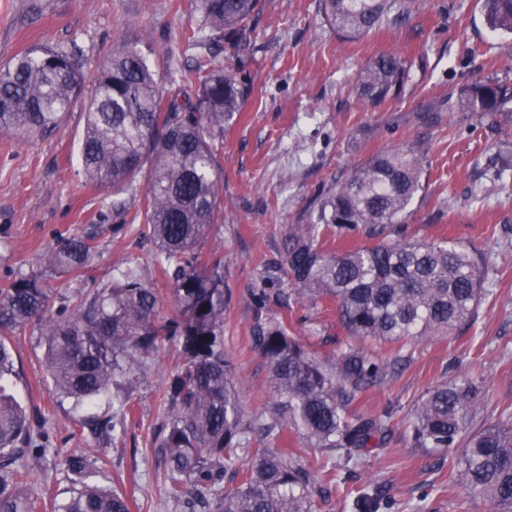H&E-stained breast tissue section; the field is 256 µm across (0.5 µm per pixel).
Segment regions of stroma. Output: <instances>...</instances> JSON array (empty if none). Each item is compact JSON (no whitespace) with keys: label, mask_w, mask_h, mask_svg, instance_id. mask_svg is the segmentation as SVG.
Returning <instances> with one entry per match:
<instances>
[{"label":"stroma","mask_w":512,"mask_h":512,"mask_svg":"<svg viewBox=\"0 0 512 512\" xmlns=\"http://www.w3.org/2000/svg\"><path fill=\"white\" fill-rule=\"evenodd\" d=\"M193 0H0V69L44 45L72 50L85 74L112 53L140 49L160 78L169 69L190 74L198 56L228 66L223 50L194 46ZM383 53L403 55L408 78L394 98L370 106L358 98V71ZM250 94L224 136L221 163L223 223L201 241L202 252L220 250L231 300L225 314L224 351L238 371L246 416L270 401L269 364L253 343L250 292L264 267L278 258L292 225L302 223L314 199L335 180L391 145L421 146L424 188L406 218L407 234L448 239L485 258L483 301L474 324L453 336L409 341L404 348L376 346L383 358L400 357L395 374L369 388L356 409L373 414L394 408L405 417L436 383L463 369L481 383L484 418L512 422V112L492 114L449 107L472 82L512 89V35L492 31L484 0H415L406 21L362 36L331 28L319 0H264L257 38L247 51ZM433 103L441 120L422 124L418 111ZM82 104H74L48 136L17 138L0 131V288L17 277L41 276L54 305L80 297L128 264L152 276L159 317L175 315L172 285L153 265L154 245L136 224L121 223L111 191L89 183L79 162ZM91 238L88 268L60 273L45 255L63 237ZM293 318H305L321 352L347 336L335 305L292 301ZM11 389L26 407L34 435L51 451L34 461L30 491L39 512H54L72 485L58 459L92 455L114 489L131 500V512H190L166 492L158 444L169 419L160 399L166 378L184 362L181 347L167 345L134 376L133 409L124 428L101 433L91 417L112 412L109 400L91 407L57 397L46 375L39 331L12 338ZM455 463L440 448H412L403 441L376 450L351 479L319 501L318 512H348L347 497L365 475H374L393 512L427 495V512H490L471 500L454 478Z\"/></svg>","instance_id":"35a3bbf8"}]
</instances>
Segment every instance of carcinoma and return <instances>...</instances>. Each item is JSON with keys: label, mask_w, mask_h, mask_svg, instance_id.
<instances>
[{"label": "carcinoma", "mask_w": 512, "mask_h": 512, "mask_svg": "<svg viewBox=\"0 0 512 512\" xmlns=\"http://www.w3.org/2000/svg\"><path fill=\"white\" fill-rule=\"evenodd\" d=\"M262 0H195L194 44L224 43L235 67L223 70L202 57L194 77H177L163 93L155 70L135 48L112 54L92 77L63 47L29 51L0 70V129L25 138L52 133L73 102L87 96L81 161L87 180L112 189L116 213L142 225L156 245L157 266L169 274L176 317L158 323V297L139 268L86 293L71 310L52 311L36 276L0 289V381L13 372L11 336L33 324L44 343V362L54 394L90 405L103 395L124 414L136 370L165 345L180 344L185 364L164 383L163 407L170 421L159 444L166 457L169 497L212 505L218 512H316L317 497L377 448L407 438L413 448H446L457 457V479L472 499L493 512H512V423L488 421L480 388L465 372L431 387L405 417L396 435L393 411L365 415L356 402L385 381L391 363L364 347L366 340L395 343L447 336L473 322L490 294L483 287V255L462 245L406 238V216L423 190L425 157L414 147H391L335 180L315 202L306 223L296 224L274 265L258 275L252 292L254 341L270 365L271 403L244 421L238 378L224 355L223 259L197 249L210 227L223 221L220 155L224 129L243 111L249 94L248 59L254 17ZM328 24L360 35L405 18L404 0H321ZM491 28L512 35V0H486ZM406 61L394 53L375 57L358 71L355 86L365 103L396 95ZM90 93H85V89ZM473 112H499L512 92L475 81L463 93ZM146 177L138 186L139 176ZM140 197L131 211L122 196ZM358 237L342 250L327 237ZM93 246L81 237L50 247L48 265L62 272L84 269ZM336 303L349 340L326 356L309 349L288 320L267 316L286 308L292 295ZM278 440L291 430L316 448L334 452L313 473L279 448H256L252 430ZM32 443L25 409L0 385V512H37L28 493L30 468L18 463L20 446ZM248 457L251 467L238 468ZM73 489L57 512H130L127 496L90 483L99 472L83 457L66 461ZM239 479L231 489L224 475ZM392 502L378 483L366 482L351 512H386Z\"/></svg>", "instance_id": "1"}]
</instances>
